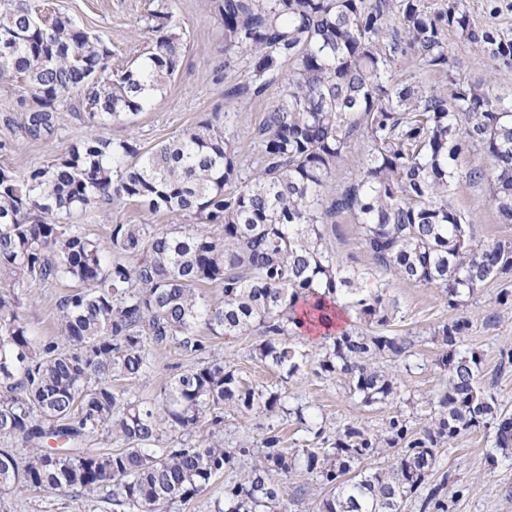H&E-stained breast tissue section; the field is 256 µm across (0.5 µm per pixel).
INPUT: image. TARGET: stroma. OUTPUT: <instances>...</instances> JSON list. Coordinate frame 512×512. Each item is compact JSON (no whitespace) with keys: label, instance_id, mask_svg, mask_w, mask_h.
Segmentation results:
<instances>
[{"label":"stroma","instance_id":"1","mask_svg":"<svg viewBox=\"0 0 512 512\" xmlns=\"http://www.w3.org/2000/svg\"><path fill=\"white\" fill-rule=\"evenodd\" d=\"M29 5L44 17L58 10L65 11L105 40L113 60L124 62L144 56L150 46V35L137 27L139 19L153 10L171 12L182 26L185 39L173 80L158 94L151 110L139 113L131 121L108 126L103 129V136L147 150L171 140L191 125L226 113L230 116L231 130L238 136L241 159L252 160L251 132L258 127L268 106L281 96L282 87L272 83L257 100L225 98V90L245 81L248 61L246 54L241 53L232 64H225L223 28L211 8V0H30ZM448 42L459 62L454 77L490 82L503 92L512 90V68H489L480 49L457 36H449ZM23 97L19 80L0 78V168L23 174L28 168L66 154L94 131L85 105L75 95L59 106L54 131L32 138L25 130L29 111ZM452 192L456 208L472 225L475 242L512 240V224L499 223L487 187H474L462 181L453 185ZM77 222L101 238L109 225L116 223L150 224L154 229L165 230L179 224L180 219L149 213L133 203H120L109 209H90L78 216ZM326 242L344 264L361 269L370 267L371 259L351 218L340 217L328 225ZM67 290L64 283L51 288L38 285L24 288L19 315L33 335H56L55 300ZM389 291L400 304L394 329L399 335L413 339L414 344L407 359L391 366L400 391L386 403L361 406L346 393L338 379L315 376L310 365L293 377L281 378L276 371L248 358L249 348L260 339L255 330L209 338V354L222 356L245 384L275 387L285 395L289 407H302L305 423L291 417L278 425L285 448L291 451L319 448L324 442L335 441L346 425L353 424L374 433L397 414L403 415L413 428H422L428 419L423 401L439 392L448 381L447 372L437 365L441 350L430 341L428 331L462 316L470 326L460 342V351L480 355V387L512 410V367L505 370L500 367L503 354L512 352V305L498 304L499 286L490 285L473 296L463 297L455 309L449 308L446 293L438 288L394 278ZM149 354L153 361L151 372L130 387L134 398L142 401L155 399L173 374L194 363L192 357L173 346L163 350L153 348ZM269 424L264 414L254 411L244 414L232 407L225 408L224 445L260 447ZM317 428L322 429V437H314ZM494 441L495 430L487 427L462 434L451 445L439 449L436 470L448 482L449 512H512V461L489 459ZM5 503L9 512H112L111 505L104 502L48 492L30 496L12 492L6 495Z\"/></svg>","mask_w":512,"mask_h":512}]
</instances>
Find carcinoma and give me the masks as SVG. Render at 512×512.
<instances>
[{"mask_svg": "<svg viewBox=\"0 0 512 512\" xmlns=\"http://www.w3.org/2000/svg\"><path fill=\"white\" fill-rule=\"evenodd\" d=\"M224 34V65L249 55L247 79L226 97H259L278 80L283 95L252 131L256 165L237 160L229 121H201L141 150L93 134L51 163L22 175L0 168V489L100 499L130 512H170L209 482L258 463L224 483L215 512H287L288 476L298 456L269 428L261 448L224 447V406L291 414L279 392L244 385L224 361L205 359L212 337L256 330L250 357L290 377L309 362L289 337L310 322L355 316L326 334L316 375L340 376L364 407L395 397L380 358L405 355L407 336L389 333L399 302L383 275L441 288L448 306L464 294L502 286L512 305V241L477 244L451 198L460 177L487 183L499 223L512 224V93L451 73L448 35L477 46L488 64L512 66V30L497 23L512 7L483 0L486 21L468 0H212ZM152 35L141 60L112 65V50L70 15L43 21L26 0H0V77L27 84V133L53 129L76 92L93 125L104 128L150 110L174 76L184 36L173 15L144 18ZM448 77L442 91L417 79ZM366 149L355 177L335 188L353 137ZM471 150L489 168L460 173ZM134 202L152 214L191 217L216 235L149 224H112L107 240L69 220L90 207ZM349 216L372 267L343 265L325 241ZM137 259L132 265L129 258ZM373 278V286L363 282ZM74 289L55 302V336H34L19 316L26 284L62 281ZM218 290L209 299L200 286ZM469 321L433 328L448 385L430 403L434 421L416 431L403 416L382 434L346 426L334 446L302 450L306 469L329 494L319 512H448L446 483L433 480L436 449L464 432L492 426L495 449L512 460V415L477 381L480 361L459 353ZM198 358L152 401H131L115 381L150 369L146 343ZM293 414L303 424L302 410ZM124 445L85 450L93 440ZM55 445H48V441ZM399 448L383 471L361 468L383 448Z\"/></svg>", "mask_w": 512, "mask_h": 512, "instance_id": "cac0c4a2", "label": "carcinoma"}]
</instances>
